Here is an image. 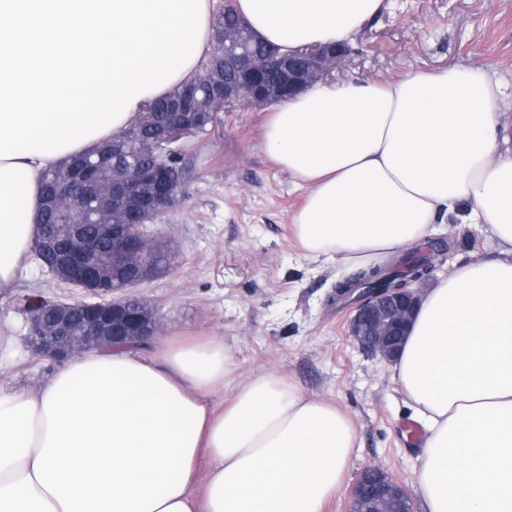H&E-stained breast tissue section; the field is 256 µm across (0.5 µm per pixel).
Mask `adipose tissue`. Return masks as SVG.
<instances>
[{
    "mask_svg": "<svg viewBox=\"0 0 512 512\" xmlns=\"http://www.w3.org/2000/svg\"><path fill=\"white\" fill-rule=\"evenodd\" d=\"M383 0H237L284 53L349 43ZM512 90L485 67L321 80L268 109L272 159L306 188L305 258L374 267L437 224H481L493 257L421 295L391 378L423 429L426 512H512ZM59 157L0 159V285L38 233ZM222 342L92 351L33 386L0 383V512H322L357 433L335 402Z\"/></svg>",
    "mask_w": 512,
    "mask_h": 512,
    "instance_id": "1",
    "label": "adipose tissue"
}]
</instances>
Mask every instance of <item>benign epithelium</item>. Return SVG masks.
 <instances>
[{"label":"benign epithelium","instance_id":"7a95c632","mask_svg":"<svg viewBox=\"0 0 512 512\" xmlns=\"http://www.w3.org/2000/svg\"><path fill=\"white\" fill-rule=\"evenodd\" d=\"M238 42L239 34L234 29H226L214 39L210 63L215 77L210 89L209 119L201 121L192 116L201 108L197 106L196 88H185L174 104L179 116L156 126L145 147L153 163L137 169L132 177L113 179L99 195L93 218L99 223L101 237L112 244L111 260L124 271L126 287L119 288L107 275L94 272L99 263L96 244L82 238L77 225H62L73 254L63 257L49 273L54 280L80 290L82 297L24 304L29 324L28 340L36 352L55 360H70L94 349L143 346L158 335V321L152 309L130 292L172 266L170 262L158 265L151 260L150 255L159 242L144 231L145 224L176 202L170 190L158 186V164L166 161L184 139L214 127L218 113L236 106H263L270 102V96L264 93H248L241 87L224 85L220 77L224 65L244 72L257 68L252 58L236 52ZM352 54L353 49L347 45L336 49L311 47L306 50L310 65L307 74L292 71L287 55L275 51L272 59L288 74V90L295 93L313 78L333 75L336 66ZM95 175L94 166L89 165L78 178L69 176L56 182L57 197L69 201L78 199L80 183ZM131 207L139 209L141 224L127 223V211ZM418 302L419 295L407 285L372 293L358 301L349 321V333L362 349L391 361L397 355L401 331L413 316ZM396 498L409 499L408 490L379 464L365 466L350 492V504L372 500L377 504L375 512H397L392 508Z\"/></svg>","mask_w":512,"mask_h":512}]
</instances>
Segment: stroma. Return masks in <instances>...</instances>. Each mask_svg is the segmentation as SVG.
I'll return each mask as SVG.
<instances>
[{
  "mask_svg": "<svg viewBox=\"0 0 512 512\" xmlns=\"http://www.w3.org/2000/svg\"><path fill=\"white\" fill-rule=\"evenodd\" d=\"M387 7L357 39V53L334 76L389 80L417 70L487 65L512 85V0H386ZM265 108L242 106L220 115L217 128L183 153L185 184L176 204L150 225L175 256L164 274L134 290L154 310L159 338L209 336L224 343L242 376L292 375L311 395L336 402L352 417L359 446L348 484L325 512H346L349 485L368 464L410 484L420 449L402 430L411 411L386 362L350 336L352 307L337 299L346 272L312 270L301 256L291 217L305 189L272 162L264 142ZM433 270L412 287L424 291L456 265L493 256L479 224H437L416 245ZM34 260L0 286V326L15 338L0 359V381L35 385L53 360L29 347L26 299L70 296Z\"/></svg>",
  "mask_w": 512,
  "mask_h": 512,
  "instance_id": "obj_1",
  "label": "stroma"
}]
</instances>
